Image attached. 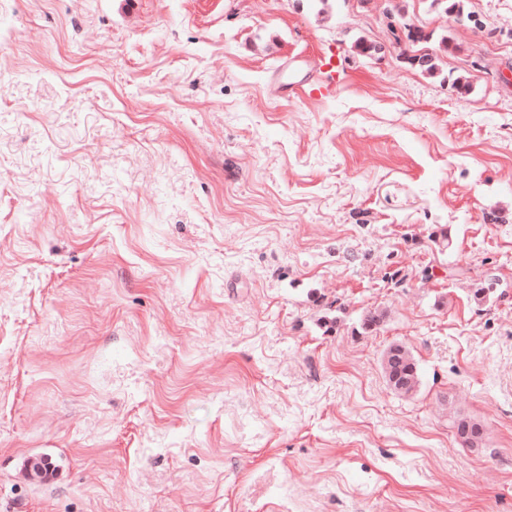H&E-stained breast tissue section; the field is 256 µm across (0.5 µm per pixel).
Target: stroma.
I'll return each instance as SVG.
<instances>
[{"label": "stroma", "mask_w": 512, "mask_h": 512, "mask_svg": "<svg viewBox=\"0 0 512 512\" xmlns=\"http://www.w3.org/2000/svg\"><path fill=\"white\" fill-rule=\"evenodd\" d=\"M463 5L0 0V512H512V0ZM384 373L391 388L403 395L413 394L418 387L416 370L412 367V357L404 344H392L382 359ZM457 439L463 443V446H470V449H476L483 440V425L468 418L459 419L455 426Z\"/></svg>", "instance_id": "obj_1"}]
</instances>
